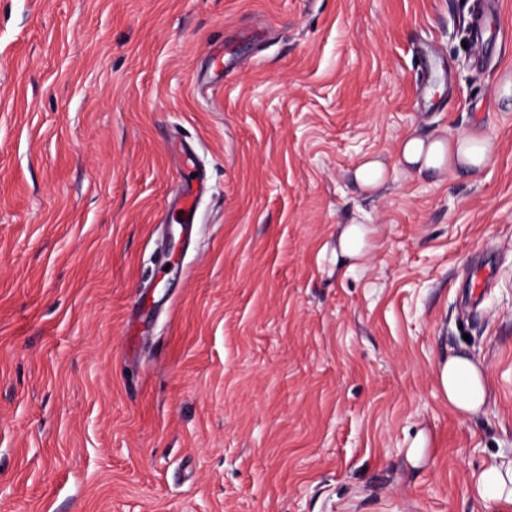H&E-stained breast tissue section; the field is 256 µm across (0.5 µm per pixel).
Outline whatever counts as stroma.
<instances>
[{
	"label": "stroma",
	"instance_id": "1",
	"mask_svg": "<svg viewBox=\"0 0 512 512\" xmlns=\"http://www.w3.org/2000/svg\"><path fill=\"white\" fill-rule=\"evenodd\" d=\"M479 2L0 0V512H504L512 0ZM475 129L474 176L396 164ZM460 353L474 416L436 381ZM182 154L183 158L180 168L184 184L176 205L178 206V213L182 215L184 224H193V216L197 208L199 196V185L196 183H200L201 176L200 173L195 170L196 165L190 155L184 149L182 150ZM193 173H197V176L193 177ZM383 164L377 159L361 162L355 172V179L365 188H377L384 183ZM368 231L360 224H348L341 235L342 258L363 256ZM437 383L448 401V408L456 414H474L486 405L485 378L468 357L452 356L441 360L437 367ZM475 483L482 498L512 505V459L492 461L478 474Z\"/></svg>",
	"mask_w": 512,
	"mask_h": 512
}]
</instances>
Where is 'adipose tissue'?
<instances>
[{
    "instance_id": "ef3b65f1",
    "label": "adipose tissue",
    "mask_w": 512,
    "mask_h": 512,
    "mask_svg": "<svg viewBox=\"0 0 512 512\" xmlns=\"http://www.w3.org/2000/svg\"><path fill=\"white\" fill-rule=\"evenodd\" d=\"M491 152L489 140L476 133L457 138H424L413 132L403 137L398 145L401 163L417 172L445 168L459 176L474 175L487 162ZM437 383L454 413L474 414L487 402L485 378L467 357L452 356L441 360L437 367ZM476 490L481 497L512 505V459L489 463L476 478Z\"/></svg>"
}]
</instances>
